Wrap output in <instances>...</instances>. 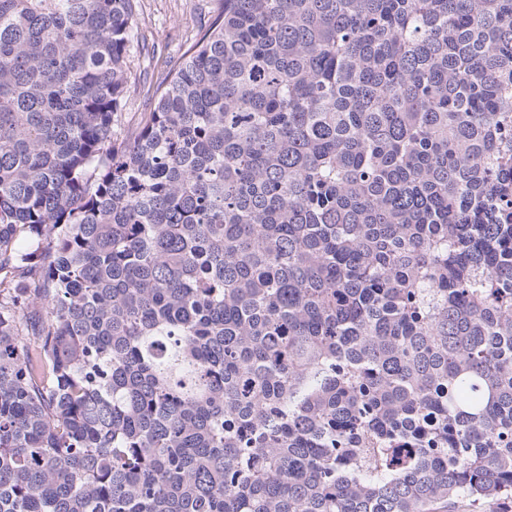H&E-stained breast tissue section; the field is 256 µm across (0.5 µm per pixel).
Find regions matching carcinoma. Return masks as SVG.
<instances>
[{"label":"carcinoma","mask_w":512,"mask_h":512,"mask_svg":"<svg viewBox=\"0 0 512 512\" xmlns=\"http://www.w3.org/2000/svg\"><path fill=\"white\" fill-rule=\"evenodd\" d=\"M0 0V512H512V0ZM215 6V0L138 1L139 35L130 53L132 78L123 108L126 118L134 121L149 111L143 85L159 81L165 64L179 60Z\"/></svg>","instance_id":"obj_1"}]
</instances>
